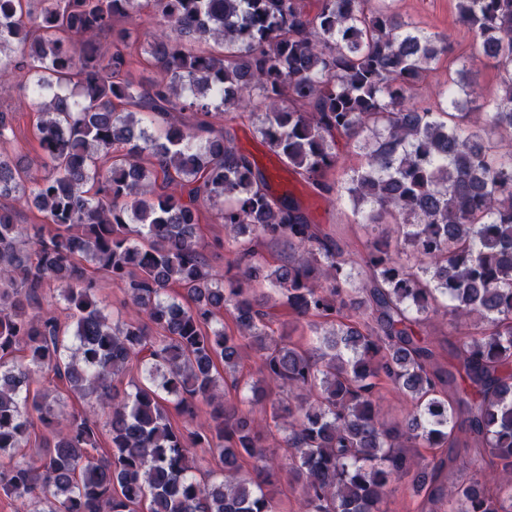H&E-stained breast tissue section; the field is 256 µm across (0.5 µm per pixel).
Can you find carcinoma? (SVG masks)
<instances>
[{"instance_id": "carcinoma-1", "label": "carcinoma", "mask_w": 512, "mask_h": 512, "mask_svg": "<svg viewBox=\"0 0 512 512\" xmlns=\"http://www.w3.org/2000/svg\"><path fill=\"white\" fill-rule=\"evenodd\" d=\"M455 7L500 73L476 107L468 81L413 100L450 45L389 0H0V73L38 113L46 171L0 112V199L37 210L22 225L0 206L1 492L32 512H280L285 475L294 512H381L392 483L429 494L462 464L448 512H512V152L496 142L512 138V0ZM145 10L161 27L146 42L128 24ZM235 112L262 113L295 180L350 204L361 255L272 189L215 122ZM344 152L366 164L341 171ZM209 214L230 275L206 254ZM279 243L272 267L262 246ZM440 314L463 323L448 363L420 332ZM39 372L86 409L30 393ZM388 388L412 406L394 424ZM96 294L101 306L105 308V311L110 314L111 318L117 319V316L124 312L122 307L124 295L116 285L103 282Z\"/></svg>"}]
</instances>
